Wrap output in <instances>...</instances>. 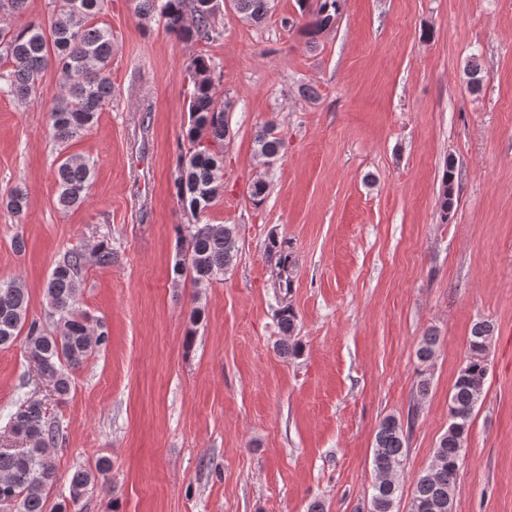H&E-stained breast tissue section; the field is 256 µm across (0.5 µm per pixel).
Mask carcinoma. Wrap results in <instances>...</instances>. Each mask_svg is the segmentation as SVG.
<instances>
[{"mask_svg": "<svg viewBox=\"0 0 512 512\" xmlns=\"http://www.w3.org/2000/svg\"><path fill=\"white\" fill-rule=\"evenodd\" d=\"M140 18L159 17L166 30L186 42H210L219 36L214 20L221 0H131ZM300 12L310 15L306 34L315 40L336 23L342 0H298ZM242 17L260 24L274 8V0H233ZM104 0H53L47 23L26 21L0 28V95L29 103L36 94L42 74L52 69L63 78L62 90L50 110L53 136L62 142L72 140L90 128L98 115L112 101V30L96 18ZM27 0H0V14L19 18L26 13ZM189 96L187 100L189 147L175 158V196L183 209L199 217L210 206L220 188L224 146L231 141L228 112L229 98L220 102L214 93V68L209 59L197 55L187 62ZM283 140L272 126H264L255 136V152L264 163L279 160ZM92 166L74 154L57 166L56 204L62 210L79 207L87 199ZM454 173L446 166L442 177L439 206L442 220L454 208ZM0 202L16 214L27 208V195L12 189ZM237 232L232 225H193L185 240L179 242V259L173 273L192 275L193 282L205 286L224 275L238 255ZM112 250L100 246L86 254L70 251L52 269L44 292L56 330L47 331L39 321L29 319L28 290L22 279L0 282V347L23 338L25 352L33 364L37 382L49 388L58 400L66 399L72 388L73 374L107 341L104 326L92 332L75 313L82 288L81 272L87 263L100 267L112 265ZM296 316L284 306L279 310L278 325L283 333L293 335ZM493 326L488 321L474 323L468 340V356L458 372L448 403V431L439 439L428 469L416 480L409 512H452L451 491L456 482L459 461L467 441L471 416L480 401L488 374L487 355ZM439 343L429 332L417 349V358L430 361ZM14 434L24 448H0V512H70L100 477L109 469L106 458L95 468L77 467L69 479V498L47 508L48 495L56 480V471L48 448L59 439V431L45 420V410L38 399H26L10 415ZM373 454L376 480L372 487L369 512H393L399 486L394 478L405 453V435L401 422L388 416L379 425Z\"/></svg>", "mask_w": 512, "mask_h": 512, "instance_id": "1", "label": "carcinoma"}]
</instances>
